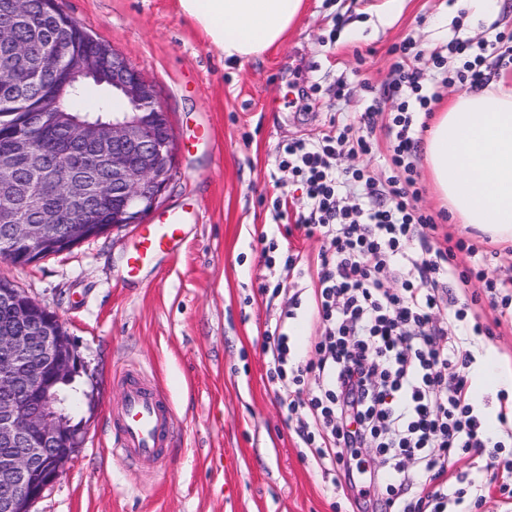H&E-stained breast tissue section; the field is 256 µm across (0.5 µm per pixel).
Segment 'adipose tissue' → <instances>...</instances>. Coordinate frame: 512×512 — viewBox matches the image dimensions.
<instances>
[{"label":"adipose tissue","instance_id":"obj_1","mask_svg":"<svg viewBox=\"0 0 512 512\" xmlns=\"http://www.w3.org/2000/svg\"><path fill=\"white\" fill-rule=\"evenodd\" d=\"M226 60L244 62L282 43L304 0H178ZM426 162L449 213L512 242V87L464 93L439 112Z\"/></svg>","mask_w":512,"mask_h":512}]
</instances>
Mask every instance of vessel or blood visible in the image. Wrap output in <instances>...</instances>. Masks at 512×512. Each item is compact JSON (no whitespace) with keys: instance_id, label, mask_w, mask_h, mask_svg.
<instances>
[{"instance_id":"obj_1","label":"vessel or blood","mask_w":512,"mask_h":512,"mask_svg":"<svg viewBox=\"0 0 512 512\" xmlns=\"http://www.w3.org/2000/svg\"><path fill=\"white\" fill-rule=\"evenodd\" d=\"M186 221L185 211L173 210L165 223L143 227L127 258L129 275L137 276L156 254L173 249ZM174 429L170 407L151 388L137 379L124 384L116 413V454L140 465L153 464L164 455Z\"/></svg>"}]
</instances>
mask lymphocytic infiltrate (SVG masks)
<instances>
[{
  "label": "lymphocytic infiltrate",
  "instance_id": "1",
  "mask_svg": "<svg viewBox=\"0 0 512 512\" xmlns=\"http://www.w3.org/2000/svg\"><path fill=\"white\" fill-rule=\"evenodd\" d=\"M391 53L386 92L371 98L358 121L333 116L320 139L278 147V169L305 191L297 227L322 242L315 296L324 332L315 357L306 360L293 361L289 336L279 324L266 331L263 350L278 398L295 416L297 434L326 482L348 483L381 512H445L448 502L481 498L476 482L455 490L441 482L448 463L485 451L492 439L470 403L469 360L458 349L457 336L434 318L450 306L455 319L468 316L449 295V281H485L492 301L501 289L487 279L478 247L465 239L409 251V242L435 229L438 220L417 205L413 114L430 111L438 98L426 83L424 65L452 75L461 88H484L487 61L512 63V32L477 46L458 39L444 53L406 40ZM451 54L464 59L452 73L447 70ZM386 100L396 106L387 127L389 176L378 180L362 169L339 170L343 148L371 153L376 117ZM459 251L472 257L469 268L455 264ZM307 379L316 392L304 400L298 388ZM365 448L373 450L379 470L368 469L361 456ZM409 460L416 472L406 469ZM425 482L430 490L417 495L416 487Z\"/></svg>",
  "mask_w": 512,
  "mask_h": 512
}]
</instances>
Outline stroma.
Instances as JSON below:
<instances>
[{
    "mask_svg": "<svg viewBox=\"0 0 512 512\" xmlns=\"http://www.w3.org/2000/svg\"><path fill=\"white\" fill-rule=\"evenodd\" d=\"M57 4L154 87L172 125L177 169L145 221L159 223L175 208L190 220L174 252L155 255L134 278L127 270L133 224L31 265L0 259V279L61 320L84 362L83 386L96 396L94 408H79L82 448L33 512H348L352 490L325 487L267 376L262 345L281 312L276 285L300 293L292 351L314 357L320 339L313 290L322 243L272 216L278 193H287L289 212L304 204L301 184L276 166L277 149L322 137L333 113L358 120L371 96L383 94L390 50L403 40L432 48L512 31V0H500L490 20L461 0H401L393 14L387 0H306L285 42L241 64L224 59L178 0ZM391 118L378 116L372 154L342 152L338 167L385 179ZM429 238L441 247L458 238L477 244L489 278L512 283L511 243L450 220ZM266 242L299 253L303 274L266 265ZM481 314L500 318L494 336L472 335L466 321L456 326L474 357L470 375L490 361L512 372V305ZM132 376L177 421L166 458L152 466L136 468L112 454L114 412ZM473 403L487 435L499 438L512 389L486 380ZM465 477L485 486L478 512H512L487 456L460 457L443 479L457 487Z\"/></svg>",
    "mask_w": 512,
    "mask_h": 512,
    "instance_id": "35a3bbf8",
    "label": "stroma"
}]
</instances>
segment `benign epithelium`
Listing matches in <instances>:
<instances>
[{"label": "benign epithelium", "mask_w": 512, "mask_h": 512, "mask_svg": "<svg viewBox=\"0 0 512 512\" xmlns=\"http://www.w3.org/2000/svg\"><path fill=\"white\" fill-rule=\"evenodd\" d=\"M40 6L60 17L64 28L78 30L56 0H40ZM30 78L48 91L0 156V223L9 225L8 237L36 261L104 235L111 226L142 223L177 165L168 113L152 86L103 43L70 55L62 71L50 60ZM101 78L125 108L106 119L79 113L56 135L55 113L64 102H76L87 81ZM54 154L68 156L80 171L111 167L112 180L95 186L97 206L86 204V185L79 180L58 187L41 171L37 180L20 185L21 171ZM109 202L111 226L101 227L99 206ZM0 299L13 309L12 326L0 332V512H32L84 439L66 417L69 397L49 391L46 379L68 382L82 361L56 314L17 288L0 290Z\"/></svg>", "instance_id": "benign-epithelium-1"}]
</instances>
